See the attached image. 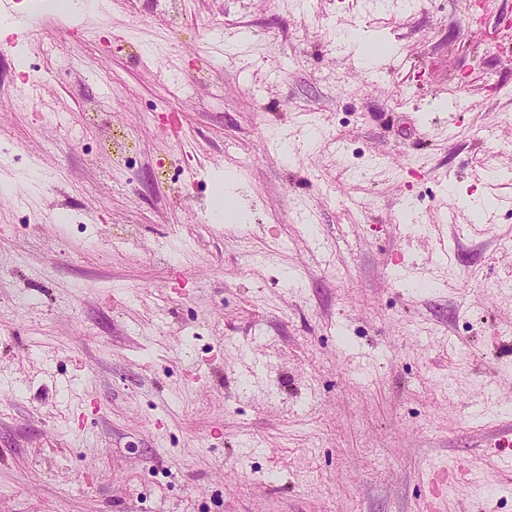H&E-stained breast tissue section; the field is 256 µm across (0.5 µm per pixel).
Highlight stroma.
Instances as JSON below:
<instances>
[{
  "label": "stroma",
  "instance_id": "obj_1",
  "mask_svg": "<svg viewBox=\"0 0 512 512\" xmlns=\"http://www.w3.org/2000/svg\"><path fill=\"white\" fill-rule=\"evenodd\" d=\"M377 6L0 38V512H512V0Z\"/></svg>",
  "mask_w": 512,
  "mask_h": 512
}]
</instances>
